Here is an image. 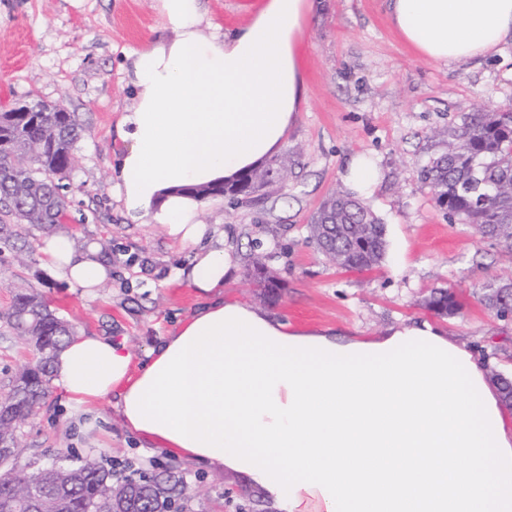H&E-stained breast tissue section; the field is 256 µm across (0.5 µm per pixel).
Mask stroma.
Here are the masks:
<instances>
[{"label":"stroma","instance_id":"stroma-1","mask_svg":"<svg viewBox=\"0 0 512 512\" xmlns=\"http://www.w3.org/2000/svg\"><path fill=\"white\" fill-rule=\"evenodd\" d=\"M263 0H204L214 26L246 23ZM156 0H0V112L24 100L74 112L88 133L75 147L76 167L63 226L76 241L110 244V280L97 296L47 271L45 233L29 234L24 264L0 253V314L10 306L14 281L34 286L74 330L126 343L143 356L176 320L197 304L178 277L187 252L158 225L129 222L112 191L117 123L132 104L121 74L122 52L161 36ZM306 103L276 157L286 180L250 201L211 199L202 223L223 231L235 271L224 298L260 308L292 327H333L362 337L403 320L437 322L449 338L482 346L489 365L512 374V322L499 320L478 300L484 288L512 278V253L473 229L448 221L416 170L445 148V130L468 114L512 104V44L499 54L444 66L418 59L391 29L381 0H325L299 48ZM371 155L380 176L366 204L385 227L386 253L370 271L334 267L307 239L314 211L345 190L350 158ZM274 250L284 286L266 298L248 276L254 255ZM454 288L464 305L437 317L423 301L436 288ZM104 432L74 442L68 407L58 387L22 427L21 462L52 464L58 452L139 466L181 465L197 512H278L242 474L215 465L179 464L156 448L138 447L110 405Z\"/></svg>","mask_w":512,"mask_h":512}]
</instances>
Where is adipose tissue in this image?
<instances>
[{"instance_id": "ef3b65f1", "label": "adipose tissue", "mask_w": 512, "mask_h": 512, "mask_svg": "<svg viewBox=\"0 0 512 512\" xmlns=\"http://www.w3.org/2000/svg\"><path fill=\"white\" fill-rule=\"evenodd\" d=\"M317 0H263L245 25L206 33L202 0H157L171 35L126 51L117 198L188 251L181 279L206 301L143 358L78 333L54 383L72 430L124 428L178 459L248 476L279 512H512V414L479 350L428 321L372 339L291 329L224 299L223 235L188 187L235 179L281 148L306 97L298 48ZM419 59L455 65L512 41V0H383ZM49 273L94 291L96 242L47 236Z\"/></svg>"}]
</instances>
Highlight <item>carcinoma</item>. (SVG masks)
Masks as SVG:
<instances>
[{
  "instance_id": "obj_1",
  "label": "carcinoma",
  "mask_w": 512,
  "mask_h": 512,
  "mask_svg": "<svg viewBox=\"0 0 512 512\" xmlns=\"http://www.w3.org/2000/svg\"><path fill=\"white\" fill-rule=\"evenodd\" d=\"M85 128L73 112L41 105L35 112L0 114V252L22 253L28 229L52 230L65 223L69 201L64 181L73 170L74 148ZM445 150L416 170L435 206L451 223L465 224L481 237L512 251V108L464 118L444 131ZM308 238L334 266L366 271L385 256V229L354 194L334 192L308 225ZM269 252L253 258L251 269L264 296L275 295L281 279ZM479 300L497 318L512 316V279L485 289ZM451 288L432 292L426 308L452 316L460 310ZM4 326L33 348V358L0 396V512H194L185 473L174 466L133 469L131 461L105 464L94 457L62 455L49 466L20 458L19 429L48 393L58 350L73 328L58 317L31 286L17 287ZM494 382L512 409V379L497 372Z\"/></svg>"
}]
</instances>
